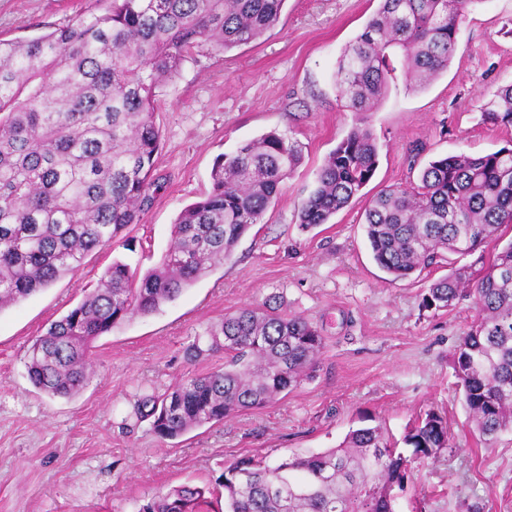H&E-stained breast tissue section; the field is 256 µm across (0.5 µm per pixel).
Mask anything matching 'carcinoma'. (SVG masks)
<instances>
[{
	"label": "carcinoma",
	"mask_w": 512,
	"mask_h": 512,
	"mask_svg": "<svg viewBox=\"0 0 512 512\" xmlns=\"http://www.w3.org/2000/svg\"><path fill=\"white\" fill-rule=\"evenodd\" d=\"M480 0H380L340 56L337 96L364 114L393 74L419 90L448 69L461 21ZM285 0H108L72 24L25 40L0 39V311L80 269L138 221L156 185L161 133L155 89L179 74L195 48L248 45L279 22ZM483 121L512 127V85L484 104ZM379 148L355 126L316 173L299 224H325L368 184ZM303 159L298 142L270 131L217 160L211 187L184 207L160 263L142 276L114 260L97 287L53 322L27 353L33 385L68 397L87 379L98 337L148 315L230 257L239 239L274 205ZM512 149L430 161L418 183L380 191L365 208L372 257L394 280L445 262L423 306L450 309L473 298L477 316L453 366L473 432L490 446L512 431ZM478 254L458 266L450 256ZM322 328L261 307L224 316L186 348L189 359L224 353L215 370L181 379L135 403L161 439H173L287 394L315 371ZM411 455L379 426L351 431L341 445L269 465L242 459L224 468V512H394L413 460L450 447L444 418L428 412L403 436ZM211 490L182 485L139 512H200Z\"/></svg>",
	"instance_id": "obj_1"
}]
</instances>
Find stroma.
Masks as SVG:
<instances>
[{
  "label": "stroma",
  "instance_id": "stroma-1",
  "mask_svg": "<svg viewBox=\"0 0 512 512\" xmlns=\"http://www.w3.org/2000/svg\"><path fill=\"white\" fill-rule=\"evenodd\" d=\"M378 0H286L279 23L227 52L202 48L156 90L160 187L127 234L91 253L79 272L0 311V512H138L145 499L181 485L214 486L225 465L273 462L338 446L364 419L401 439L429 411L448 421L450 449L410 465L394 512H512V431L492 446L473 436L452 356L476 314L472 300L422 308L434 268L389 280L364 232L368 200L416 181L429 160L512 147V129L483 122V106L512 84V0H481L463 21L448 70L421 90L392 83L367 115L378 166L360 197L328 223L297 220L315 174L357 124L333 75ZM96 0H0V38L28 39L96 9ZM277 131L298 141L303 161L261 224L229 259L158 312L133 317L96 339L84 387L52 397L31 383L26 353L37 336L95 288L121 259L144 272L158 264L181 209L211 186L218 156ZM279 296L284 308L323 327L312 377L262 408L173 439L137 419L136 399L212 371L223 353L188 361L207 327Z\"/></svg>",
  "mask_w": 512,
  "mask_h": 512
}]
</instances>
